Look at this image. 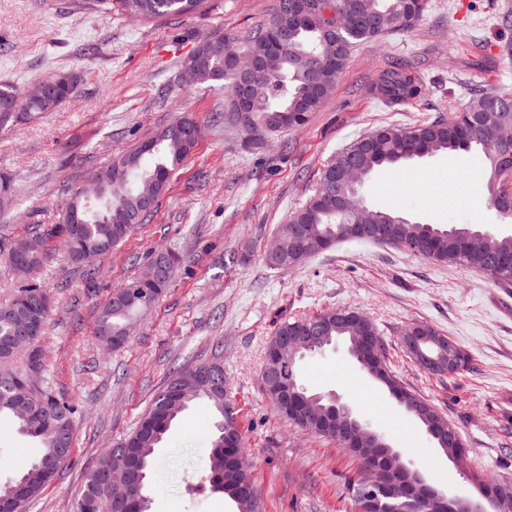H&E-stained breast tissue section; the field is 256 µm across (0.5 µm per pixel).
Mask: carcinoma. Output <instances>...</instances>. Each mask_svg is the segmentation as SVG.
<instances>
[{
	"label": "carcinoma",
	"mask_w": 512,
	"mask_h": 512,
	"mask_svg": "<svg viewBox=\"0 0 512 512\" xmlns=\"http://www.w3.org/2000/svg\"><path fill=\"white\" fill-rule=\"evenodd\" d=\"M203 0H70L71 7L90 13L110 14L112 9L134 8L143 19L188 15L197 12ZM292 0H277L272 18L255 28L248 35L239 37L226 34L218 41L237 42V51L262 57L266 61L264 73L258 77L261 91L250 101L249 122L241 128L237 113H224V126L241 132L247 139L258 144L265 137L279 132L297 131L309 122L312 113L318 111L323 100L316 98L315 89H331L336 85L343 68H330L325 61L341 56L348 61L356 44L383 37L395 32L408 33L423 19L428 0H311L310 6L316 11V18L309 24L295 23L289 5ZM288 32L281 52L270 53L266 38L276 29ZM213 38H204L193 50L195 57H187L184 63L190 65L188 85L221 84L228 96L236 89V71L231 59L224 53L210 54L204 46ZM48 93L27 98L18 88L9 83H0V128L11 126L43 112H52L76 90L72 75L59 72L44 79ZM371 92L387 107L399 108L420 98L423 85L407 67L397 66L378 75ZM492 106L498 112L512 115V95L497 90L476 94L465 108L467 115H477ZM464 116L457 114L452 119L436 118L420 124L403 126L389 124L373 131L377 146L373 150L357 147L353 140L346 148L337 152L321 172L315 191L304 204L289 215L287 222L280 226L278 247L265 255V262L274 268H290V256L294 249L292 224L309 225L310 237L315 254L336 245V237H350L352 225L347 223L352 212L365 208L375 217L388 223V244L400 247L407 239L425 240L431 244L426 260L440 265H460L484 271V259L479 253L463 250L465 236L475 230V224H426L413 221L400 213L376 209L368 205L362 192H353L345 183L327 180L326 171L345 170L350 162H357L368 174L385 167L400 166L409 161V155L423 157L444 153H476L481 155L487 167L486 188L490 205L504 193V187L497 178L502 161L495 158L492 147L500 138V129L491 123H477L463 127ZM194 124L190 115H182L170 122L163 130L149 139L150 148L139 145L135 149L112 159L106 168L120 167L124 175L114 181L99 199L87 203L82 192L77 191L69 198V210L85 214L86 224L82 225L83 244H73L71 225L67 215L60 223L46 226L34 224L27 232L15 239L0 236V261L9 263L10 247L13 244L30 247L28 274L39 271L48 255V243L57 239L65 247L70 259L89 265L88 275L95 278L92 263L100 256L112 251L132 232L135 225L142 224L150 216L143 211L130 217L139 196L148 191H160L157 177L171 178L189 157L197 144L195 136L186 131ZM487 246L502 259L512 262V234L488 232ZM177 256L167 250L155 251L149 263L141 271L115 289L102 306L98 318L97 334L101 341L116 348L122 340L126 326L138 313L155 304L165 293L174 273ZM44 299L41 327H46L50 316L51 301L46 288L36 282L20 286L14 297L0 305V417L14 419L28 437L37 442L39 453L29 467L10 481L0 483V502L4 489L17 488L28 481L34 470L47 471L45 480L29 487V500L39 497L54 479L63 464L57 459L61 431H73V407L59 399L48 382L40 384L34 392V399L41 403L46 412L43 421L31 424L23 417L29 408L31 398L25 393L23 382L30 370L43 367L42 336H37L27 350V357L20 365L13 364L15 352L9 346L16 336L17 318L25 316L18 303H32ZM306 324L315 325L319 338L311 343L307 356L320 355L338 343L347 344V337L354 335L352 326L336 318V309L329 308L320 313L281 323L275 335L288 334L292 328ZM224 378V364L219 361L193 364L172 373L166 385L155 396L150 408L141 417L134 431L117 447L109 450L99 459L105 464L119 458L134 459L139 465V495L148 497V475L153 466L154 453L177 418L196 402H202L211 412L213 433L206 461L205 480L209 489L220 493L235 504L236 512H254L252 501L237 499L233 491L246 476L232 466L229 453L224 447V427L237 428V450H243L242 430L239 429L237 413L231 399L223 393L211 395L212 381ZM186 380L195 383L199 394L188 399L183 406L169 397L173 387ZM93 504L94 512H112V497L109 487L102 484L95 470L87 474L77 512H86L85 504Z\"/></svg>",
	"instance_id": "obj_1"
}]
</instances>
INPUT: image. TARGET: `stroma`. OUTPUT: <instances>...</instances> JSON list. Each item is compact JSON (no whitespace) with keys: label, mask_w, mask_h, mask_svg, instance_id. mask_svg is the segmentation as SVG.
Instances as JSON below:
<instances>
[{"label":"stroma","mask_w":512,"mask_h":512,"mask_svg":"<svg viewBox=\"0 0 512 512\" xmlns=\"http://www.w3.org/2000/svg\"><path fill=\"white\" fill-rule=\"evenodd\" d=\"M276 0H205L190 16L137 20L73 10L68 0H0V82L27 89L57 71L75 93L56 110L0 129V173L13 187L0 230L57 223L89 174L153 137L181 114L200 128L190 157L170 179L149 220L98 259L94 283L51 243L37 275L52 311L42 345L45 376L72 405L75 451L27 512H75L89 470L136 427L174 369L221 355L263 512H358L359 458L336 441L290 425L261 384L267 343L286 319L328 308L367 314L404 386L430 400L463 435L471 470L512 478V287L464 266L438 265L389 247L345 242L286 269L263 255L289 214L312 194L327 162L354 139L387 124L449 117L479 91L512 93V32L501 17L512 0H429L411 32L357 45L336 86L301 130L244 148L217 124L220 86L187 87L183 60L211 35H244L265 23ZM412 68L426 92L393 110L369 92L381 72ZM363 193L373 207L429 224H487L512 234L488 203L476 154H441L374 172ZM181 260L167 293L144 311L120 348L96 335L98 313L135 276L151 250ZM427 322L468 354L467 368L434 377L404 353L400 334ZM310 389L333 392L387 435L436 488L464 479L388 393L345 353L303 363ZM212 416L194 404L157 448L151 512H234L201 491ZM34 441L0 419V478L24 470Z\"/></svg>","instance_id":"35a3bbf8"}]
</instances>
